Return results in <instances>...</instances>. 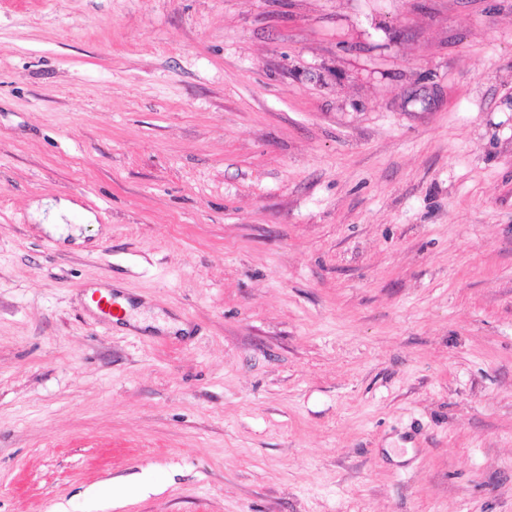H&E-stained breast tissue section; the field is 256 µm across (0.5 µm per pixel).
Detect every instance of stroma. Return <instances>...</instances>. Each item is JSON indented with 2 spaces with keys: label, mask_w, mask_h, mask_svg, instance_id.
Wrapping results in <instances>:
<instances>
[{
  "label": "stroma",
  "mask_w": 512,
  "mask_h": 512,
  "mask_svg": "<svg viewBox=\"0 0 512 512\" xmlns=\"http://www.w3.org/2000/svg\"><path fill=\"white\" fill-rule=\"evenodd\" d=\"M0 512H512V0H0ZM50 209V218L47 223H43L47 231H49L56 238H62L66 240L68 238V231L63 232L61 229L54 225L65 224L62 220V215L70 216L73 213H81L84 219L83 224H91L90 222L95 221V217L92 213L82 210L77 204L68 199H59L58 202L51 200H44L41 208L35 204L32 208V213L35 218H42V213L45 209Z\"/></svg>",
  "instance_id": "1"
}]
</instances>
